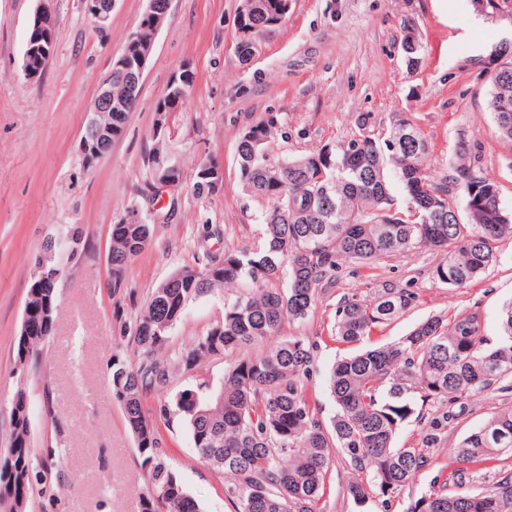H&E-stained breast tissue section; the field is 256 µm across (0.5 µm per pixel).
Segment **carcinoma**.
<instances>
[{
	"label": "carcinoma",
	"instance_id": "obj_1",
	"mask_svg": "<svg viewBox=\"0 0 512 512\" xmlns=\"http://www.w3.org/2000/svg\"><path fill=\"white\" fill-rule=\"evenodd\" d=\"M490 78L488 109L500 138L512 144V43ZM369 114L358 133L332 149L292 159L271 157L266 144L278 129L270 113L240 136L236 153L242 190L269 202L260 241L222 254H206L193 278L188 269L154 289L133 330L134 358L113 356L110 388L124 422L149 464L150 491L141 512H203L158 453L160 434L143 400L163 390L176 369L193 370L206 360L235 355L214 385L202 381L182 391L174 414L189 431L198 457L227 478L225 497L233 512H324L334 455L352 467L349 498L363 507L371 478L384 496L409 487L430 470L428 489L406 512H512V409L496 412L451 449L454 468L434 467L424 448H398L400 428L427 420L425 443L440 444L449 415L425 410L438 403L465 407L469 399L512 390V303L504 309V336L494 345L484 336L479 309L446 317L431 315L406 335L381 346L377 330L406 315L418 292L385 281L370 298L344 294L336 302L329 337L357 349L333 365L330 394L336 414L328 421L309 393L317 343L306 336H281L284 324H304L320 299L336 287L342 267L370 266L384 257L422 249L439 256L430 279L450 291L467 287L497 262L498 244L512 239V215L501 207L496 181L483 172L477 145L459 133L450 174L432 179L425 168L430 146L404 118L380 134ZM199 161L193 182L198 195L214 194ZM168 153L148 156L158 191L159 173L181 184L183 167ZM395 173L402 202L389 187ZM153 225H112L108 288L123 284L128 268L151 242ZM67 235L46 242L57 266L88 254L66 253ZM59 281L32 275L24 314L29 331L18 338L15 362L20 380L10 410V435L0 449V512H26L35 489L46 492V472L62 467L55 452L34 447L30 396L25 377L42 362L53 330ZM247 285L251 291L224 305V318L185 348L169 346L170 331L187 305L218 290Z\"/></svg>",
	"mask_w": 512,
	"mask_h": 512
}]
</instances>
